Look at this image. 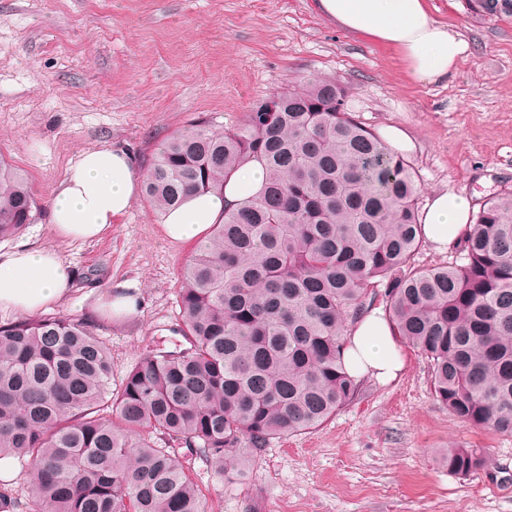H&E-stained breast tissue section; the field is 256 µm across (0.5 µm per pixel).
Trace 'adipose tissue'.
Wrapping results in <instances>:
<instances>
[{
    "mask_svg": "<svg viewBox=\"0 0 512 512\" xmlns=\"http://www.w3.org/2000/svg\"><path fill=\"white\" fill-rule=\"evenodd\" d=\"M318 11L353 34L370 37L397 51L414 80L447 81L468 54V42L436 19L428 0H316ZM266 170L258 161L243 165L222 192L189 194L163 216L166 236L177 243L203 238L224 221L227 211L259 194ZM134 160L125 151L101 147L85 152L62 180L51 205V226L62 237L92 240L125 213L140 191ZM471 199L465 192H444L428 205L422 233L435 249L457 247L470 229ZM74 271L56 252L21 248L0 252V311L33 315L61 303ZM344 361L350 374L381 383L396 380L407 358L384 312L374 309L347 330Z\"/></svg>",
    "mask_w": 512,
    "mask_h": 512,
    "instance_id": "1",
    "label": "adipose tissue"
}]
</instances>
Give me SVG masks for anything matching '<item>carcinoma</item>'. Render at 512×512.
I'll use <instances>...</instances> for the list:
<instances>
[{
    "instance_id": "obj_1",
    "label": "carcinoma",
    "mask_w": 512,
    "mask_h": 512,
    "mask_svg": "<svg viewBox=\"0 0 512 512\" xmlns=\"http://www.w3.org/2000/svg\"><path fill=\"white\" fill-rule=\"evenodd\" d=\"M469 6L512 17V0ZM252 159L262 192L212 225L184 270V342L151 350L118 393L88 322L0 326V457L27 472L26 499L0 487V512H207L187 464L243 477L271 440L353 402L344 331L379 300L448 412L512 435V191L481 205L460 262L418 265L416 172L349 112L339 82L317 78L261 102L241 129L177 132L143 192L163 214ZM36 210L27 176L0 155V239ZM443 460L466 476L489 457L450 446Z\"/></svg>"
}]
</instances>
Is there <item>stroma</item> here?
I'll use <instances>...</instances> for the list:
<instances>
[{
	"mask_svg": "<svg viewBox=\"0 0 512 512\" xmlns=\"http://www.w3.org/2000/svg\"><path fill=\"white\" fill-rule=\"evenodd\" d=\"M429 7L470 45L441 84L413 80L393 50L345 31L315 0H0V155L27 171L38 205L0 251L43 247L72 264L69 294L47 313L94 326L117 385L156 345L178 342L194 245L172 243L142 197L98 238L58 236L51 202L84 151L121 148L144 170L189 124L241 127L265 99L326 76L366 127L393 124L414 140L405 159L420 206L444 191L478 205L512 190V18L478 16L468 0ZM119 285L138 305L110 322L93 304ZM406 356L398 380H364L318 429L272 441L247 477L222 482L195 463L208 512H512V437L449 414L424 359ZM451 444L487 449L488 466L450 473L440 454Z\"/></svg>",
	"mask_w": 512,
	"mask_h": 512,
	"instance_id": "obj_1",
	"label": "stroma"
}]
</instances>
